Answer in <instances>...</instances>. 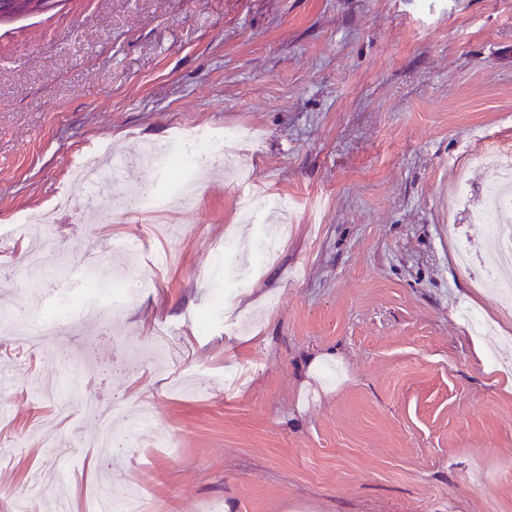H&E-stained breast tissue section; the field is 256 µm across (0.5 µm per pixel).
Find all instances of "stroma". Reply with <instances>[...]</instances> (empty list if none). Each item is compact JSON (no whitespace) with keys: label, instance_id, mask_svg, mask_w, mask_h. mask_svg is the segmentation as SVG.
Masks as SVG:
<instances>
[{"label":"stroma","instance_id":"stroma-1","mask_svg":"<svg viewBox=\"0 0 512 512\" xmlns=\"http://www.w3.org/2000/svg\"><path fill=\"white\" fill-rule=\"evenodd\" d=\"M186 127L239 131L242 168L287 207L244 223L232 176L143 162ZM490 145L512 149V0H62L1 26L0 315L49 312L62 267L114 248L69 294L109 310L63 330L52 364L0 338V512L75 453L35 512H81L109 474L148 486V512H512V314L470 286L496 266L469 161ZM92 152L158 199L196 182L177 235L86 206L71 169ZM62 194L61 248L19 290L22 218ZM265 230L288 239L239 284L251 259L219 264L225 234ZM131 271L153 285L127 302L112 281ZM88 399L154 423L79 447Z\"/></svg>","mask_w":512,"mask_h":512}]
</instances>
